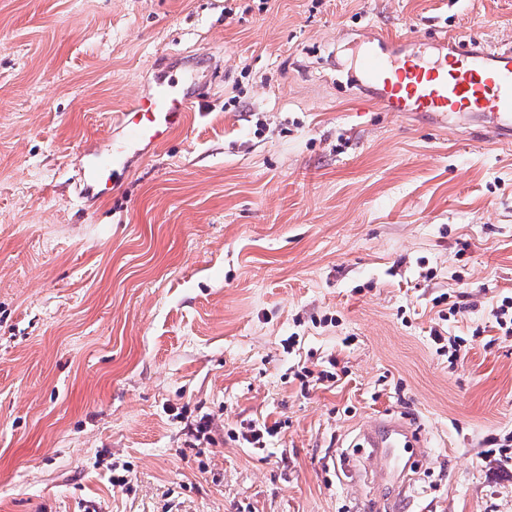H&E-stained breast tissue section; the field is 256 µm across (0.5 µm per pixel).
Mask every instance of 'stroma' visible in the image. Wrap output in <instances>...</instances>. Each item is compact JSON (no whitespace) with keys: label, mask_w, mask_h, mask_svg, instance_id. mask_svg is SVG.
I'll use <instances>...</instances> for the list:
<instances>
[{"label":"stroma","mask_w":512,"mask_h":512,"mask_svg":"<svg viewBox=\"0 0 512 512\" xmlns=\"http://www.w3.org/2000/svg\"><path fill=\"white\" fill-rule=\"evenodd\" d=\"M370 26L512 45V0H0V512H512V145L371 109ZM192 62L201 105L80 202ZM377 417L428 449L402 498ZM178 81L164 80L152 92L120 112V140L108 136L105 144L86 152L78 176V198L86 192L108 196L114 183L128 172L132 155H144L164 143L184 125L194 101L177 90ZM495 318V326L502 336L512 335V295L502 296L492 309ZM359 440L362 448H370L368 460L373 464L370 475L379 483L394 485L405 496L411 464L427 457L413 430L401 420H381L362 426ZM278 427L279 424L276 421L271 425L263 421L261 424L250 425L246 432L241 433V437L248 444L253 445L252 448L262 449L266 447V437H274L278 434Z\"/></svg>","instance_id":"1"}]
</instances>
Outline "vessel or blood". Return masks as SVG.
<instances>
[{"instance_id":"obj_1","label":"vessel or blood","mask_w":512,"mask_h":512,"mask_svg":"<svg viewBox=\"0 0 512 512\" xmlns=\"http://www.w3.org/2000/svg\"><path fill=\"white\" fill-rule=\"evenodd\" d=\"M365 43L358 61L362 87L384 111L421 116L438 126L455 121L470 137L512 144L511 46L479 50L444 34L434 38L428 51L403 54L397 50L398 38L387 30L366 37ZM192 107L174 81L157 83L120 112L121 139H107L86 152L78 192L108 196L130 157L164 143L184 125ZM359 440L369 450L375 481L406 492L412 463L425 456L411 428L400 420H381L361 427Z\"/></svg>"}]
</instances>
